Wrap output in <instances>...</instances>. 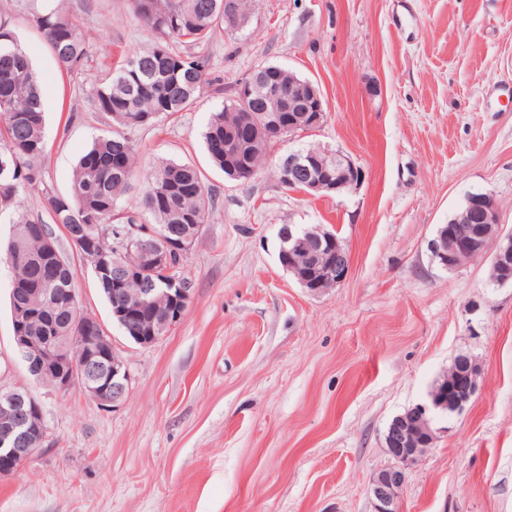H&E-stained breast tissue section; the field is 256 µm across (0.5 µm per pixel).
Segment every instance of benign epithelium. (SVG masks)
Segmentation results:
<instances>
[{
	"mask_svg": "<svg viewBox=\"0 0 512 512\" xmlns=\"http://www.w3.org/2000/svg\"><path fill=\"white\" fill-rule=\"evenodd\" d=\"M306 87L308 95L290 97L278 85H267L264 103L247 106L249 128L272 130L281 142L321 128L327 119L325 99L311 81H306ZM277 168L282 186L306 195L324 190L337 192L348 185L357 186L363 179L362 168L351 157L322 145L315 150L301 148L288 153ZM466 203V217L474 224L483 225L480 235L448 242L431 240L427 248L439 255L445 265L450 258L464 256L474 261L488 256L491 266L508 271L512 268V233L503 232L493 194L472 193ZM193 228V234L182 235L174 227L159 231L148 224L128 225L124 228L125 238L139 257L138 265L133 268L124 267L104 250L95 253L99 268L114 269L115 281L139 282L133 304L116 313L119 322L127 323L139 313L166 303L167 311L162 319L139 322L137 341L143 346L157 343L183 317L189 293L182 285V276L176 273L177 267L171 265V257L191 253L199 237L198 225ZM280 239L282 266L308 292L316 294L347 280L349 253L325 227L294 230L288 225L282 228ZM157 267L165 268L168 276L164 288L156 287V282L149 278L151 270ZM35 292L41 297L39 307L21 301L13 315L15 352L25 370L35 381L59 394L77 386L103 409L119 406L128 395L129 369L117 351L101 356L94 350L95 345L106 342L97 319L90 315L88 325L81 327L82 348L76 360L60 337L27 333L28 325L38 318L47 319L58 301L54 288H37ZM481 378L480 364L468 363L466 371L454 372L451 385L436 389L429 402L409 410L414 422L402 416L390 425L383 436V447L396 463L379 470L368 485L372 512H399L408 469L433 449L437 434L442 432V428L432 425V420L450 408L463 412L480 390ZM46 435L42 408L32 392L22 387L0 388V461L5 462L0 466V477L11 475L28 463L40 450Z\"/></svg>",
	"mask_w": 512,
	"mask_h": 512,
	"instance_id": "7a95c632",
	"label": "benign epithelium"
}]
</instances>
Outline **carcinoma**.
Instances as JSON below:
<instances>
[{"label":"carcinoma","instance_id":"1","mask_svg":"<svg viewBox=\"0 0 512 512\" xmlns=\"http://www.w3.org/2000/svg\"><path fill=\"white\" fill-rule=\"evenodd\" d=\"M64 0L48 10L31 13L30 21L50 46L59 67L68 74L82 70L88 49L80 18ZM133 12L155 37L149 47L135 51L117 67L111 79L93 94L96 111L108 116L113 129L98 136L79 159L68 193L46 186L42 207L53 223L61 225L78 256L90 265L98 288L112 307L122 302L113 291L112 276L99 273L88 258L85 244L98 241V230H107L103 246L114 252L117 235L128 224H150L158 229L180 224L202 225L207 221L212 196L200 170L191 163L160 161L143 170L135 142L127 131L150 125L161 116H172L195 107L203 87L221 85L211 76L209 60L187 50L208 43L217 30L235 25L224 19V0H132ZM248 113L231 103L211 113L203 133L211 161L230 180L234 173L224 160V137L236 138L246 126ZM277 137L261 133L252 155V167L260 173ZM46 155L45 109L39 94L32 61L18 40L0 39V210L20 207L22 196L42 182ZM140 196L134 209L119 201L135 178ZM47 225L20 215L3 257L12 264L11 288L74 287V270L68 257L51 266L44 261L49 246L61 250L58 241L45 233ZM84 314L74 302L59 313L55 335L70 336L76 319Z\"/></svg>","mask_w":512,"mask_h":512}]
</instances>
